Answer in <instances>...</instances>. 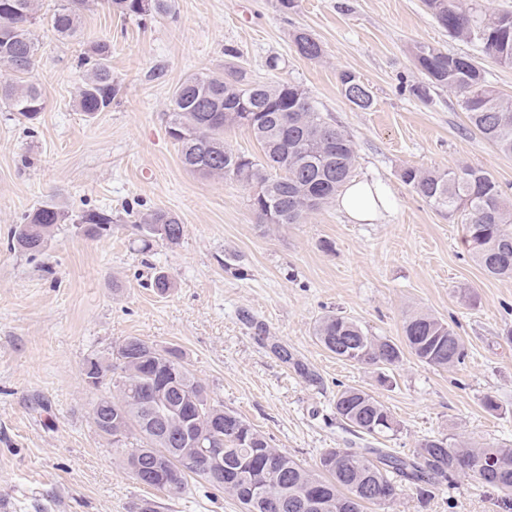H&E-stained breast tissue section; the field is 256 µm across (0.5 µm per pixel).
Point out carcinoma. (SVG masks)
I'll return each instance as SVG.
<instances>
[{"label": "carcinoma", "instance_id": "cac0c4a2", "mask_svg": "<svg viewBox=\"0 0 512 512\" xmlns=\"http://www.w3.org/2000/svg\"><path fill=\"white\" fill-rule=\"evenodd\" d=\"M57 0L51 16L56 35H81L82 16L99 4L124 18L143 21L169 14L173 0ZM437 22L456 39L477 40L496 63L512 67V13L478 16L455 0H426ZM40 0H0V65L10 78L0 81V107L27 120L44 109L42 89L29 80L38 56L31 27ZM298 54L316 60L323 54L306 32L293 38ZM111 45L92 43L77 59L82 70L76 106L88 116L108 112L122 95L112 78ZM415 61L428 84L457 93L470 126L504 154L512 155V97L487 84L482 70L468 57L450 55L429 45L415 48ZM346 100L358 110L373 104L372 91L352 72L340 74ZM183 167L193 173L257 183L262 195L252 208L265 224H300L312 211L334 199L350 179L355 151L352 141L312 103L309 94L287 81L272 84L246 79L241 71L229 78L193 75L174 90L168 112ZM248 131L261 147L255 160L224 145V131ZM403 181L421 198L459 215L465 244L490 277L512 278V203L483 169L462 165L444 172L404 169ZM90 239L112 232L106 211L87 210L72 217L47 201L25 214L11 230L13 247L41 251L55 226L67 222ZM135 229L150 242L177 244L184 225L172 213L156 209ZM313 335L337 358L360 366L400 364L404 352L432 367L465 362L467 351L456 331L443 319L420 313L409 316L401 340L368 335L356 321L336 313L316 320ZM84 384L99 395L90 419L98 434L112 444V456L134 479L169 498L186 493L187 476L195 474L224 491L242 512H363L366 503L379 507L396 500L403 487L415 489L422 504L433 489L460 476L512 493V448L490 443L425 437L410 454L385 448H329L317 469L309 470L293 456L271 445V439L237 412L224 408L197 378L183 354L160 349L136 336L113 347L111 356L91 355L82 369ZM336 417L356 431L376 437L398 432L389 408L372 393L346 387L336 393ZM201 448L224 449V476L209 474ZM494 459L489 471H472L474 456ZM315 507H309V504Z\"/></svg>", "mask_w": 512, "mask_h": 512}]
</instances>
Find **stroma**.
Segmentation results:
<instances>
[{
	"label": "stroma",
	"instance_id": "1",
	"mask_svg": "<svg viewBox=\"0 0 512 512\" xmlns=\"http://www.w3.org/2000/svg\"><path fill=\"white\" fill-rule=\"evenodd\" d=\"M54 0L32 28L40 45L32 78L45 96L35 123L0 109V512H131L156 493L112 459L89 418L96 397L80 368L137 336L181 350L214 400L263 431L276 448L315 469L323 451L347 448L356 433L336 418V392H374L399 432L375 445L411 453L429 435L465 436L512 448V279L487 276L463 241L461 217L406 185L409 167L483 168L512 199V155L474 130L456 93H410L423 83L413 51L431 45L471 57L489 85L512 96V68L451 37L424 0H175L173 14L139 22L96 9L83 37L58 39ZM322 45L301 57L296 32ZM112 46L123 93L111 111L87 117L74 99L84 37ZM242 70L260 83L288 80L307 90L355 150L353 177L387 187L396 207L380 224H353L328 203L300 224L260 221L254 187L185 170L167 133L175 87L196 74ZM373 93L370 109L343 96L342 72ZM65 211L111 212L109 236L90 240L59 225L35 255L10 250L8 234L47 199ZM164 209L185 226L175 245L144 246L131 226ZM166 272L173 288L151 286ZM335 312L369 335L400 338L424 312L462 337L464 364L442 369L405 355L379 386L377 369L342 361L313 334ZM262 325L318 377L302 378L255 339ZM498 412H487L484 395ZM497 492L470 479L436 491L421 508L404 489L388 507L365 512H504ZM165 512H240L199 477Z\"/></svg>",
	"mask_w": 512,
	"mask_h": 512
}]
</instances>
